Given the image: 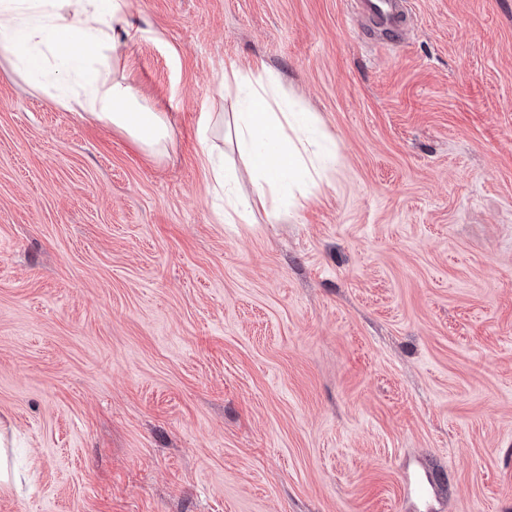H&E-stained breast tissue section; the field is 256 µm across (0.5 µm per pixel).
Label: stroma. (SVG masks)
I'll return each instance as SVG.
<instances>
[{"instance_id":"obj_1","label":"stroma","mask_w":512,"mask_h":512,"mask_svg":"<svg viewBox=\"0 0 512 512\" xmlns=\"http://www.w3.org/2000/svg\"><path fill=\"white\" fill-rule=\"evenodd\" d=\"M152 156L0 58V512H512V0H131ZM336 148L301 207L216 214L224 63ZM368 19L374 23L377 36L397 43L402 33V22L406 16L405 0H359Z\"/></svg>"}]
</instances>
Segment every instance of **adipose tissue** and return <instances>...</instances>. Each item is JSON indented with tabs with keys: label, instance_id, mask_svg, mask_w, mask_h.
Here are the masks:
<instances>
[{
	"label": "adipose tissue",
	"instance_id": "1",
	"mask_svg": "<svg viewBox=\"0 0 512 512\" xmlns=\"http://www.w3.org/2000/svg\"><path fill=\"white\" fill-rule=\"evenodd\" d=\"M129 6L130 0H0V51L35 87L52 85L64 108L89 114L157 155L169 137L164 116L144 109L129 85L107 75L120 62L117 36H136ZM224 86L242 100V110L232 113L226 127L251 171L246 190L226 171L222 156L206 155L211 189L224 199L225 223L249 222L255 211L284 198L295 204L308 200L330 163L315 126L304 113L283 107L263 64L244 72L229 63Z\"/></svg>",
	"mask_w": 512,
	"mask_h": 512
}]
</instances>
